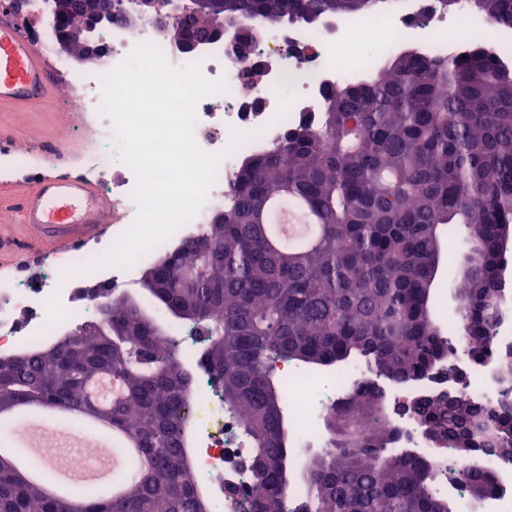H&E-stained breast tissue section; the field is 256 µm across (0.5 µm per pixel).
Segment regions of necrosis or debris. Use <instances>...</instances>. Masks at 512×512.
<instances>
[{
	"label": "necrosis or debris",
	"instance_id": "necrosis-or-debris-1",
	"mask_svg": "<svg viewBox=\"0 0 512 512\" xmlns=\"http://www.w3.org/2000/svg\"><path fill=\"white\" fill-rule=\"evenodd\" d=\"M136 12V0H112V23L100 34L106 48L102 64L75 70L66 58L52 61L56 77L72 92L69 108L75 124L94 132V141L83 156V169L112 195V234L91 246L51 257L42 278L31 279L20 272L0 277L1 351L28 347L49 336L66 319L70 299L78 287L108 288L117 298L133 287L138 277L137 266L123 268L103 262L117 237L133 224L137 205L131 197L134 175L120 162L111 121L99 111L102 76L121 63L136 44L154 43L172 66L197 62L207 78H221L226 83L223 92L197 104L195 139L205 151L223 150L227 156L204 208L169 238V245L175 246L201 232L209 221L210 209L223 205L238 159L266 151L303 116L322 111L328 88L356 73L375 69L381 56L398 49L418 32L427 34L425 53L436 55L448 50L443 32L472 25L470 12H448L440 0H403L397 10L342 22L343 27L357 29L364 40L375 43L378 54L364 53L360 45L342 40L333 31L316 37L298 28L270 27L260 30L252 55L243 58L232 53L225 41L204 45L193 53H179L150 21L142 19L137 27H129L126 19ZM249 67L258 68L261 78L259 85L248 91L242 85L241 73ZM236 131L244 133L246 139L234 148L230 140ZM19 311L24 313V320H16ZM493 370L490 364L467 368L461 380L465 396L485 407L497 406L502 387ZM277 374L284 385L282 405L288 417L290 447L324 442L322 418L327 409L367 384H376L379 403L387 412L384 422L396 434L395 450L430 457L437 472L435 491L453 494L456 512H472L468 491L455 484L451 465L456 458L452 451L445 448L433 452L419 419L399 413L404 403L447 389V382L428 375L418 382L398 385L358 364L327 375L286 363ZM189 425L195 470L206 495L223 506L224 512H245L250 488L246 464L252 448L241 415L205 383ZM478 464L494 480L484 500L485 512H512V460L483 454Z\"/></svg>",
	"mask_w": 512,
	"mask_h": 512
}]
</instances>
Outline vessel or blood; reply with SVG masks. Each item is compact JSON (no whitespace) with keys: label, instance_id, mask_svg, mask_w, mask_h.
Masks as SVG:
<instances>
[{"label":"vessel or blood","instance_id":"vessel-or-blood-1","mask_svg":"<svg viewBox=\"0 0 512 512\" xmlns=\"http://www.w3.org/2000/svg\"><path fill=\"white\" fill-rule=\"evenodd\" d=\"M55 84L49 64L19 26L0 21V101L39 98ZM11 199L19 223L35 230V241L64 249L82 245L112 213L111 200L95 183L62 174L42 176L17 198L0 192V204Z\"/></svg>","mask_w":512,"mask_h":512}]
</instances>
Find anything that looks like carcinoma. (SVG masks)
<instances>
[{
	"instance_id": "carcinoma-1",
	"label": "carcinoma",
	"mask_w": 512,
	"mask_h": 512,
	"mask_svg": "<svg viewBox=\"0 0 512 512\" xmlns=\"http://www.w3.org/2000/svg\"><path fill=\"white\" fill-rule=\"evenodd\" d=\"M178 13L169 38L192 37L215 25L247 21L311 30L343 16L365 17L379 0H193ZM497 26L512 28V0H469ZM306 212L319 229L311 247L271 239L269 202ZM220 224L150 264L158 307L201 321L205 348L197 367L224 402L242 415L255 454L248 468L247 512H455L453 500L431 488L433 465L390 450L396 438L379 423L378 390L365 388L325 417L327 447L299 459L303 497L291 502L280 479L288 459L283 386L274 362L320 370L362 362L396 384L452 364L434 312L443 243L458 239L469 259L448 291L457 301L460 341L487 361L512 390V347L498 349L495 330L508 316L512 276V63L496 48L429 59L408 50L389 57L365 80L327 93V106L298 121L269 151L243 158L228 188ZM102 325L83 323L71 345L55 349L51 335L25 348L22 364L0 366V512H70L72 497L53 490V477L9 476L22 470L23 449L9 426L26 410H53L90 433L121 435L135 448L113 491L92 486L80 512H199L203 495L183 431L194 376L158 319L133 299L101 289ZM103 375L123 392L91 410ZM411 412L471 461L512 448V402L494 408L466 397L424 396ZM466 488L488 489L483 471L461 467Z\"/></svg>"
}]
</instances>
